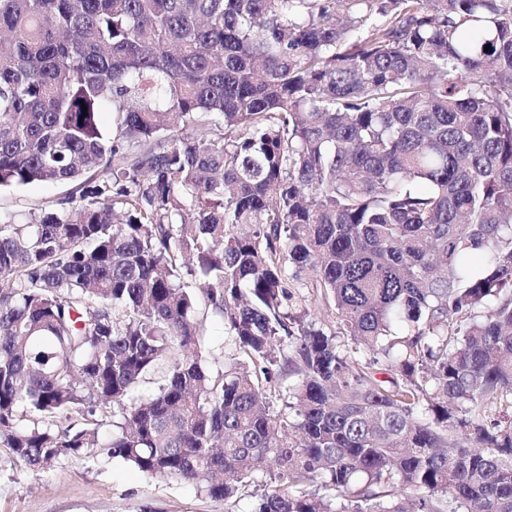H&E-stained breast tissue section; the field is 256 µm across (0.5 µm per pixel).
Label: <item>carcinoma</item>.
<instances>
[{
	"mask_svg": "<svg viewBox=\"0 0 512 512\" xmlns=\"http://www.w3.org/2000/svg\"><path fill=\"white\" fill-rule=\"evenodd\" d=\"M29 184L74 190L0 217L28 470L512 512V0H0V189Z\"/></svg>",
	"mask_w": 512,
	"mask_h": 512,
	"instance_id": "carcinoma-1",
	"label": "carcinoma"
}]
</instances>
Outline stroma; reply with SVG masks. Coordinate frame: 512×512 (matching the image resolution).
Instances as JSON below:
<instances>
[{
    "label": "stroma",
    "mask_w": 512,
    "mask_h": 512,
    "mask_svg": "<svg viewBox=\"0 0 512 512\" xmlns=\"http://www.w3.org/2000/svg\"><path fill=\"white\" fill-rule=\"evenodd\" d=\"M66 185L31 184L0 191V215L24 217L69 193ZM224 512L193 485L149 477L115 459L70 456L46 474L11 462L0 447V512Z\"/></svg>",
    "instance_id": "obj_1"
}]
</instances>
